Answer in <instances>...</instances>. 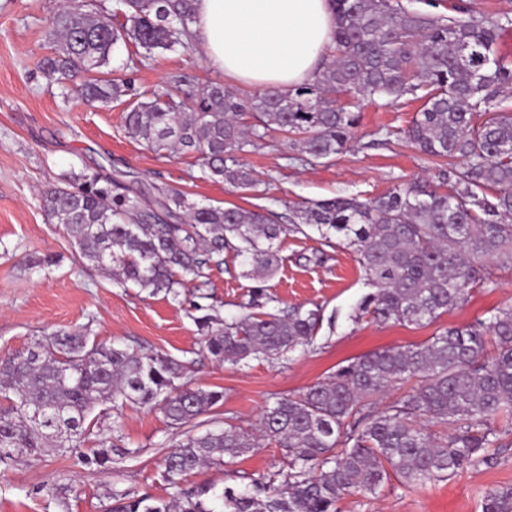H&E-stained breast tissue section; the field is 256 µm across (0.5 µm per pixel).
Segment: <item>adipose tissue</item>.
Instances as JSON below:
<instances>
[{
    "mask_svg": "<svg viewBox=\"0 0 512 512\" xmlns=\"http://www.w3.org/2000/svg\"><path fill=\"white\" fill-rule=\"evenodd\" d=\"M335 28L329 0H196L193 26L212 68L281 92L313 79Z\"/></svg>",
    "mask_w": 512,
    "mask_h": 512,
    "instance_id": "obj_1",
    "label": "adipose tissue"
}]
</instances>
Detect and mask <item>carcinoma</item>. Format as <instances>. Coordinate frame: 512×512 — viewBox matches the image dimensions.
<instances>
[{
    "mask_svg": "<svg viewBox=\"0 0 512 512\" xmlns=\"http://www.w3.org/2000/svg\"><path fill=\"white\" fill-rule=\"evenodd\" d=\"M125 23L63 7L50 19L52 53L42 68L80 77V96L103 106L124 95L108 70L114 47L132 42L151 55L186 50L193 41L194 0H118ZM336 17L321 71L287 93L239 97L222 85L196 86L185 76L191 105L165 89L137 101L124 115L130 137L150 150L197 154L211 178L233 188L255 187L236 154L270 132L288 138L315 160L347 149L359 113L343 96L422 101L401 139L422 154L446 160L439 192L414 181L360 199L336 197L293 206L284 225L258 207L198 205L187 194L155 188L152 202L129 195L99 172L65 179L44 192L42 206L68 235L78 259L121 284L173 298L186 278L199 291L233 250L245 274L278 270L279 243L288 233L317 231L358 255L373 288L359 307L379 324L425 325L463 304L475 288H494L493 269L512 270V66L497 55L512 11L484 14L452 3L437 15L402 0H331ZM250 116L253 123L245 124ZM258 288L239 319L226 322L191 304L210 356L238 365L279 359L309 346L321 308L267 309ZM181 367L168 355L100 342L89 326L59 329L31 346L0 356V464L68 454L95 435L110 410L131 403L157 408L183 439L163 460L162 478L177 486L204 466L220 465L256 447V437L218 415L224 391L178 384ZM411 388L385 406L387 391ZM512 428V305L489 318L452 327L421 344L365 354L293 397L266 405L260 436L285 451L282 466L218 493L206 485L180 489L174 499L150 494L113 497L110 512H337L346 495L376 492L390 474L413 487L460 470L493 466L506 447L496 423ZM445 432L438 435L432 428ZM128 455L101 440L80 463L112 468ZM482 512H512V487L489 491Z\"/></svg>",
    "mask_w": 512,
    "mask_h": 512,
    "instance_id": "carcinoma-1",
    "label": "carcinoma"
}]
</instances>
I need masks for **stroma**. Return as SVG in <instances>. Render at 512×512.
<instances>
[{"instance_id":"1","label":"stroma","mask_w":512,"mask_h":512,"mask_svg":"<svg viewBox=\"0 0 512 512\" xmlns=\"http://www.w3.org/2000/svg\"><path fill=\"white\" fill-rule=\"evenodd\" d=\"M62 0H0V354L21 349L43 332L90 325L99 341L159 352L182 366L181 381L220 390L222 416L254 431L263 407L279 397L295 396L367 353L419 344L439 330L458 327L512 301V270L498 273L494 288H477L462 305L427 326L373 323L355 310L370 293L357 256L338 240L317 232L290 234L280 243L282 264L264 283L278 307L320 305L322 322L312 345L279 361L250 359L232 367L212 359L191 319L192 289L179 297L151 295L110 280L76 257L66 234L43 210L41 195L62 177L100 171L131 192L152 199L154 186L187 193L202 204L262 206L288 216L293 203L339 194L372 197L414 180L437 182L442 160L407 146L395 135L421 106L402 100L397 106L346 98L360 124L350 147L328 161L310 160L270 133L260 147L240 153L257 185L237 190L210 179L192 153L166 155L131 138L123 114L131 103L152 99L172 88L174 75L186 72L203 84H224L200 45L184 52L145 56L134 44L118 45L110 62L113 77L123 79L124 96L99 107L79 101L39 61L50 54L48 22ZM35 256L54 265L32 266ZM256 285L243 274L242 259L224 255L212 270L208 303L221 319L243 313ZM104 437L120 440L128 454L112 470L80 464L75 455L54 452L0 465V512H108L117 494L145 493L166 499L178 488L161 477L164 457L180 441L156 409L128 404L112 411L102 425ZM508 445L495 466L462 470L422 487L389 479L376 494L343 497L340 512H482L485 494L512 486V431L501 432ZM283 450L275 442L223 464L200 468L184 486L207 484L215 490L238 487L249 475L277 469Z\"/></svg>"}]
</instances>
